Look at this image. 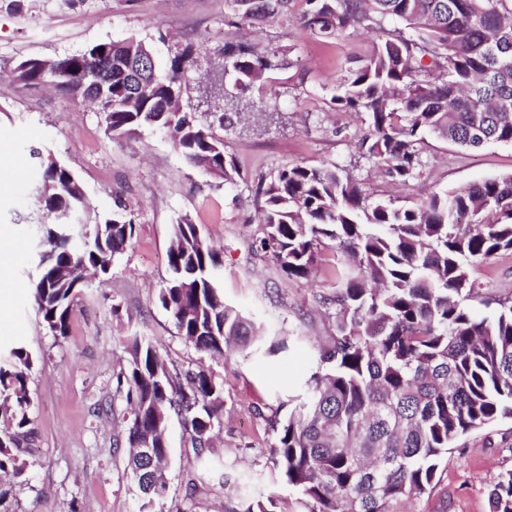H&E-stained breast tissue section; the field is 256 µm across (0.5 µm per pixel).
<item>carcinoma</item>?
Here are the masks:
<instances>
[{"instance_id": "1", "label": "carcinoma", "mask_w": 512, "mask_h": 512, "mask_svg": "<svg viewBox=\"0 0 512 512\" xmlns=\"http://www.w3.org/2000/svg\"><path fill=\"white\" fill-rule=\"evenodd\" d=\"M294 0H225L228 27L262 25L288 14ZM300 28L324 38L379 32L374 52L336 78L330 103L364 114L358 149L392 181L421 178L425 136L441 134L460 148L512 144V0H302ZM196 49L187 45L159 65L134 36L63 56L18 61L14 80L51 84L74 101L91 97L105 132L127 139L144 128L165 131L192 166L234 184L241 177L214 128L240 118L246 91L286 65L240 40L223 58L224 100L211 120L180 105ZM38 191L54 215L39 254L32 303L52 336L69 329L73 300L87 270L106 274L134 236L132 210L115 195L116 212L85 224L79 245H66L68 225L88 210L75 174L56 162L41 170ZM261 235L253 245L289 278H306L321 249L334 250L336 335L288 410L271 421L276 443L271 481H285L310 512H409L432 491L441 459L462 436L512 419V299L491 316L467 304L478 284L474 265L512 251V173L445 189L411 206L370 199L350 171L335 163L286 164L255 189ZM170 277L158 301L178 335L198 352L231 348L276 355L287 339H268L224 304L216 273L221 259L196 224L183 217L168 250ZM126 368L114 397L129 410L127 468L142 508L167 490L164 442L170 412L182 419L198 460L211 453L224 390L200 366L181 374L144 336L124 339ZM31 354L13 347L0 361V472L19 476L14 449L32 431ZM489 512H512V469L489 480ZM233 512H277L260 493Z\"/></svg>"}]
</instances>
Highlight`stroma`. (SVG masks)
<instances>
[{
    "label": "stroma",
    "instance_id": "35a3bbf8",
    "mask_svg": "<svg viewBox=\"0 0 512 512\" xmlns=\"http://www.w3.org/2000/svg\"><path fill=\"white\" fill-rule=\"evenodd\" d=\"M224 0H86L68 8L61 0H0V344L21 346L34 364L28 375L34 434L22 454L24 478L0 477L8 512H140L142 501L126 470V455L114 448L120 424L112 420L113 375L127 364L123 338H149L168 365L180 371L209 368L224 384V415L213 455L222 463L201 474L179 417L168 426V491L154 512H224L225 473H248L274 497L280 512H310L306 497L272 483L270 448L276 435L266 413L277 394L295 388L317 368L318 347L336 333L332 253L322 251L317 270L290 279L270 255L253 249L258 219L253 186L285 164L354 165L364 192L412 205L421 195L460 189L512 172V145L461 151L429 139L420 180L392 183L377 163L360 159L354 135L362 114L338 112L330 103L337 76L350 60L366 58L377 34L327 39L304 33L298 11L257 31L262 46L299 61L270 72L278 92L279 123H239L223 131L224 151L242 179L230 185L189 165L161 131L145 129L131 139H112L103 117L39 86L10 80L17 61L75 54L92 44L130 36L144 40L159 61L176 48L198 46L196 72L211 68L223 45ZM57 161L77 175L91 215L114 209L123 191L135 217L131 246L117 254L104 282H92L76 299L66 337L54 338L31 304L36 247L51 220L38 189L40 164ZM197 224L222 260L219 285L226 304L250 317L268 336H288L286 357L258 359L241 351L210 358L186 344L157 297L169 275L167 253L182 216ZM479 296L473 310L512 297V251L472 270ZM512 469V420L471 432L449 450L433 491L413 504L415 512H488L491 476ZM194 490H187L188 479Z\"/></svg>",
    "mask_w": 512,
    "mask_h": 512
}]
</instances>
